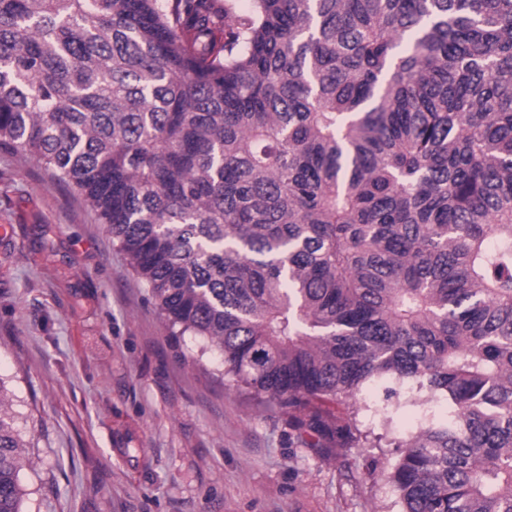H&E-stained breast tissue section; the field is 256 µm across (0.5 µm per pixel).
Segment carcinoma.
<instances>
[{
  "label": "carcinoma",
  "instance_id": "cac0c4a2",
  "mask_svg": "<svg viewBox=\"0 0 512 512\" xmlns=\"http://www.w3.org/2000/svg\"><path fill=\"white\" fill-rule=\"evenodd\" d=\"M0 149L295 427L369 443L375 379L451 401L404 512H512V0H0ZM23 448L0 385V512Z\"/></svg>",
  "mask_w": 512,
  "mask_h": 512
}]
</instances>
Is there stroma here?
Here are the masks:
<instances>
[{
    "instance_id": "obj_1",
    "label": "stroma",
    "mask_w": 512,
    "mask_h": 512,
    "mask_svg": "<svg viewBox=\"0 0 512 512\" xmlns=\"http://www.w3.org/2000/svg\"><path fill=\"white\" fill-rule=\"evenodd\" d=\"M0 384L32 464L21 512H402L399 443L447 399L368 383L380 446L325 450L287 409L225 380L218 349L172 338L77 191L0 150Z\"/></svg>"
}]
</instances>
